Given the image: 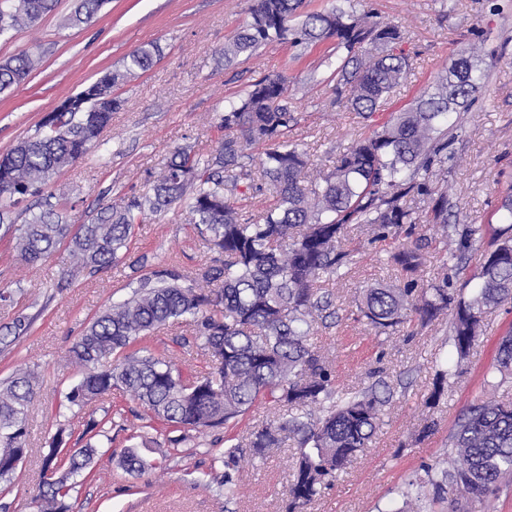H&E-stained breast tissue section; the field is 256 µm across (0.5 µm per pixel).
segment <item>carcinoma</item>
I'll use <instances>...</instances> for the list:
<instances>
[{
  "instance_id": "cac0c4a2",
  "label": "carcinoma",
  "mask_w": 512,
  "mask_h": 512,
  "mask_svg": "<svg viewBox=\"0 0 512 512\" xmlns=\"http://www.w3.org/2000/svg\"><path fill=\"white\" fill-rule=\"evenodd\" d=\"M57 3L0 0V37L39 22ZM103 3L80 0L69 21H90ZM302 4L252 0L250 20L224 43V63L271 42L298 47L334 38L336 47L346 51L334 70L336 93L357 114L372 117L412 70L410 56L401 48L403 34L371 11L357 15L336 6L301 20ZM158 56L153 43L134 50L125 70L105 73L82 89V105H60L48 113L34 135L0 158V203L14 206L44 196L53 176L81 159L111 122L119 108L113 87L136 69L149 70ZM482 63L476 47L459 50L448 71L359 138L339 155L334 171L314 183L306 181L309 157L288 140L298 124L288 106L290 78L271 73L225 109L221 126L237 135L226 136L204 159L175 150L152 195L106 204L94 222L75 230L52 208L31 214L23 224L7 225L3 236L10 237L24 262L37 264L65 244L76 271L91 275L128 251L135 225L182 204L188 223L218 254L216 265L154 272L140 280L129 298L91 322L70 349L85 373L65 394L58 415L120 387L156 424L201 433L271 404L279 409L276 417L259 418L245 434L224 438L219 487L224 498L234 499L240 462L246 457L264 461L270 449L291 439L297 451L288 482V512H304L367 447L389 402L379 392L386 387L382 380L337 391L334 372L309 343L313 324L335 314L318 282L340 275L349 263L350 254L338 243L351 226H366L379 239L401 231L413 238L390 256L403 272V282L377 284L361 294L360 309L373 329L394 330L410 311L427 325L454 304V363L435 373L426 401L435 407L448 394L453 369L482 333L485 314L512 303V196L502 202L504 226L495 231V247L484 255L469 297H454L446 273L428 286L418 278L432 238L415 235L419 216L410 201L426 200L431 223L448 232V185L438 179L448 161L445 123L450 113L469 106L481 88L486 73ZM34 67L27 53L0 65V94L21 84ZM253 144L265 146L255 171L243 163L246 147ZM242 179L250 181L254 193L274 197L272 205L247 219L234 199ZM484 231L482 224L462 228L447 263L457 266ZM201 280L219 281L221 287L205 293L198 288ZM173 323L190 329L191 338H182L183 344L192 342L214 359L206 375L184 373L140 345L146 335ZM31 324L30 317L17 316L0 336V348L10 347ZM487 377L499 386L512 380V334L499 343ZM35 381L34 371L19 369L0 386L1 482L11 481L15 462L28 454L27 416ZM64 433L59 427L42 448L38 512H72L78 479L91 475L97 446L89 443L65 455ZM448 450L456 456L453 468L437 473L431 465L422 466L406 496L420 502L430 491L434 499L448 500V512H463L465 503L452 497L453 491L480 499L512 477V399L470 406L450 436ZM120 465L131 475L160 467L135 447L123 453Z\"/></svg>"
}]
</instances>
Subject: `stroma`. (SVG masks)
<instances>
[{
    "label": "stroma",
    "mask_w": 512,
    "mask_h": 512,
    "mask_svg": "<svg viewBox=\"0 0 512 512\" xmlns=\"http://www.w3.org/2000/svg\"><path fill=\"white\" fill-rule=\"evenodd\" d=\"M251 0H107L88 23H66L78 0H59L56 10L33 26L0 38V65L21 52L38 57L35 70L10 95H0V155L33 135L43 117L67 96L76 94L102 73L120 69L125 58L148 43L160 48L157 63L114 89L121 101L101 141L76 164L51 181L47 200L30 199L15 206L9 218L20 224L26 212L44 203L66 210L72 224L89 223L102 205L136 195L152 194L153 182L176 148L199 157L212 152L224 131L220 127L227 102L238 100L261 75L279 71L291 79L288 102L299 121L289 134L311 159L309 177L333 169L337 156L360 136L369 134L388 113L398 111L445 72L460 48L476 45L480 55H495L485 85L473 103L453 113L448 132L449 224H497L501 190L512 185V0H305L303 12L333 6L357 13L372 9L404 34L402 47L412 71L392 93L383 110L365 119L338 97L329 76L339 57L335 40L308 47L274 42L263 45L234 65L224 63L222 50L249 18ZM418 233L433 237L419 277L430 284L446 275L455 287L477 271L490 249V237L475 241L462 268H444L446 243L433 225L420 223ZM406 236L378 242L368 232L352 230L342 242L353 257L348 274L323 282L333 318L314 328L310 341L328 359L343 390L371 384L373 369H382L393 390L384 424L354 458L346 474L329 487L307 512H394L401 493L422 465L452 467L448 439L466 408L475 402L512 393V383L494 386L486 373L499 342L512 329V304L488 314L483 334L451 379L452 390L433 409L425 400L432 379L451 352L450 316L429 325L418 319L393 334H377L362 316L357 297L368 286L396 283L401 272L388 263L389 252ZM201 237L180 207L148 217L137 225L130 250L112 266L88 275H71L66 250L29 265L8 239H0V289L13 292L14 302L0 304V328L18 313L34 316L30 333L10 350L0 352V382L15 370L38 375V393L28 412L32 449L13 483L0 492L6 512H36L38 492L34 453L58 424L81 435L90 420L109 418L111 448L103 449L93 480L77 489L74 512H286L293 442L275 450L265 464H241L238 497L225 500L216 483L199 482L213 473V457L224 447V429L191 433L170 444L173 429L146 428L141 407L121 390L73 408L58 418L56 407L77 383L80 370L69 350L90 322L107 307L128 298L141 279L172 264L196 268L213 264ZM185 327L156 330L148 347L181 370L207 373L211 358L201 349L183 347L175 339ZM438 422L434 434L418 432L426 418ZM135 435L153 440L152 455L161 448V468L135 477L118 464Z\"/></svg>",
    "instance_id": "obj_1"
}]
</instances>
